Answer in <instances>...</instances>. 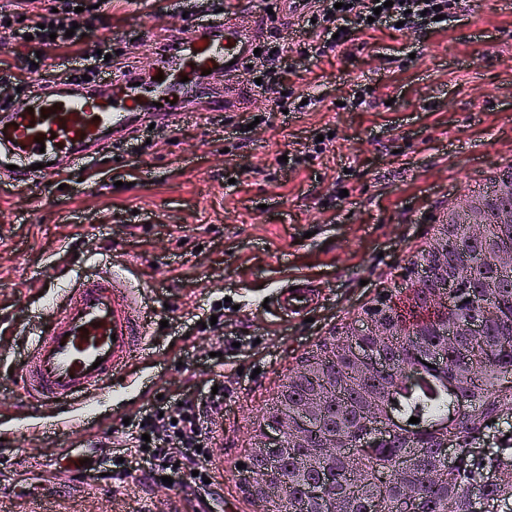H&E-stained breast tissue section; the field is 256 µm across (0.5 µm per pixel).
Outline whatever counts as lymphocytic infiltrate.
<instances>
[{
	"instance_id": "1",
	"label": "lymphocytic infiltrate",
	"mask_w": 512,
	"mask_h": 512,
	"mask_svg": "<svg viewBox=\"0 0 512 512\" xmlns=\"http://www.w3.org/2000/svg\"><path fill=\"white\" fill-rule=\"evenodd\" d=\"M31 0H12V11L0 10V27L15 23L13 35L17 39L31 37L33 50L39 51L41 60L54 56L64 44L82 41L88 24L100 15V9L110 0H54L57 13L56 31L39 28L37 20L28 16ZM337 0H311L302 17L308 29L322 37L323 51H336L347 43L356 32L371 30V16H378L388 27L402 25L404 30L431 28L438 14H450L459 0H344V7H337ZM346 22L345 31H336L337 22ZM266 54L267 67L262 72V92L274 93V109L302 112L314 109L316 97L286 90L283 61L288 56L287 43L269 42ZM224 410L223 394L184 400L182 405L153 407L141 416V425L131 437L132 462H144L149 485L161 484L163 477L172 478L176 485H188L200 512H211V503L217 493L212 484L206 483L205 467L209 450L216 443L217 417Z\"/></svg>"
}]
</instances>
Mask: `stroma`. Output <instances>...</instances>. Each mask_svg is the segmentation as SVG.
<instances>
[{
	"label": "stroma",
	"instance_id": "35a3bbf8",
	"mask_svg": "<svg viewBox=\"0 0 512 512\" xmlns=\"http://www.w3.org/2000/svg\"><path fill=\"white\" fill-rule=\"evenodd\" d=\"M282 0H114L95 38L113 67L147 72L158 45L187 15L252 12L299 45L288 81L315 95L311 112L261 123L264 97L225 117L198 112L173 131L109 144L84 169L49 185L0 182V512H196L180 486L145 491L136 466H115L116 444L141 408L224 387L208 464L221 488L214 512H262L243 487L256 420L286 375L317 345L364 319L409 283L408 267L438 233L449 204L512 164V8L462 0L441 27L405 34L378 24L342 56ZM27 47L0 31V61L16 69L0 102L27 107L43 82H65L82 61L20 70ZM366 89L369 106H352ZM321 152L295 167L289 156ZM124 267L145 289L151 344L110 382L83 432L62 428L66 406L45 409L19 375L32 333L48 330L56 290L98 262ZM296 278L320 292L308 317L284 316L279 292ZM218 326H210L211 316ZM240 340L224 353L223 339ZM79 454L90 471L71 475Z\"/></svg>",
	"mask_w": 512,
	"mask_h": 512
}]
</instances>
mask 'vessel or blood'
Segmentation results:
<instances>
[{
    "instance_id": "1",
    "label": "vessel or blood",
    "mask_w": 512,
    "mask_h": 512,
    "mask_svg": "<svg viewBox=\"0 0 512 512\" xmlns=\"http://www.w3.org/2000/svg\"><path fill=\"white\" fill-rule=\"evenodd\" d=\"M264 26L252 13L219 24L189 23L182 36L161 49L158 73H132L104 82L45 85L30 110L0 108V176L27 183L34 164L77 167L108 138L121 139L145 121L186 117L207 100L213 111L244 108L247 88L214 93L209 73L243 71L254 58ZM62 306H48V331L36 333L21 378L45 408L62 403L80 410L70 429L95 412V400L122 373L148 336L143 301L113 273H98L67 284ZM312 289L284 292V311L301 312Z\"/></svg>"
}]
</instances>
